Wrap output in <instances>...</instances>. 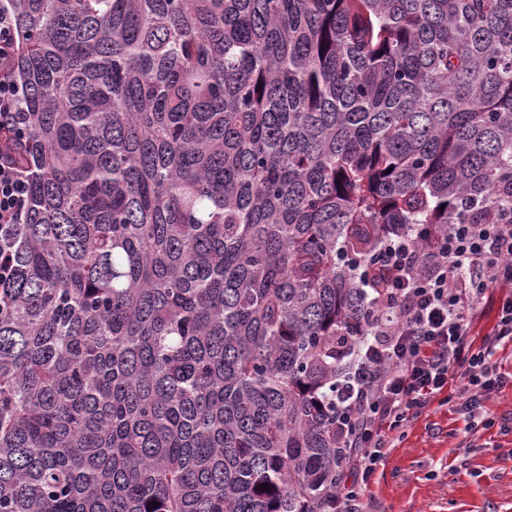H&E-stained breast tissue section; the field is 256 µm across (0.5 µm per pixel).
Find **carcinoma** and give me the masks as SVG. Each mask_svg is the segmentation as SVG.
<instances>
[{"label":"carcinoma","instance_id":"obj_1","mask_svg":"<svg viewBox=\"0 0 512 512\" xmlns=\"http://www.w3.org/2000/svg\"><path fill=\"white\" fill-rule=\"evenodd\" d=\"M12 3L0 512H336L382 244L512 223V0ZM29 214V182L21 169L0 159V225L26 224Z\"/></svg>","mask_w":512,"mask_h":512}]
</instances>
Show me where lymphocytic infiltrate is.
I'll return each instance as SVG.
<instances>
[{"label": "lymphocytic infiltrate", "mask_w": 512, "mask_h": 512, "mask_svg": "<svg viewBox=\"0 0 512 512\" xmlns=\"http://www.w3.org/2000/svg\"><path fill=\"white\" fill-rule=\"evenodd\" d=\"M18 28L10 0H0V127L26 136L24 90L13 78ZM29 214L26 174L0 159V225ZM427 271L407 232L396 233L376 264L389 278L375 294L378 323L354 352L352 378L336 398V452L341 461L337 512H372L362 490L390 446L389 434L459 382L456 411L485 412L490 393L507 378L493 364L512 343V298L502 300L492 333L474 346L471 329L492 288L512 284V224H452Z\"/></svg>", "instance_id": "lymphocytic-infiltrate-1"}]
</instances>
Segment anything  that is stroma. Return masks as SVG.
Here are the masks:
<instances>
[{
  "instance_id": "35a3bbf8",
  "label": "stroma",
  "mask_w": 512,
  "mask_h": 512,
  "mask_svg": "<svg viewBox=\"0 0 512 512\" xmlns=\"http://www.w3.org/2000/svg\"><path fill=\"white\" fill-rule=\"evenodd\" d=\"M492 424L477 433L438 395L393 434L364 490L381 512H512V383L487 403Z\"/></svg>"
}]
</instances>
